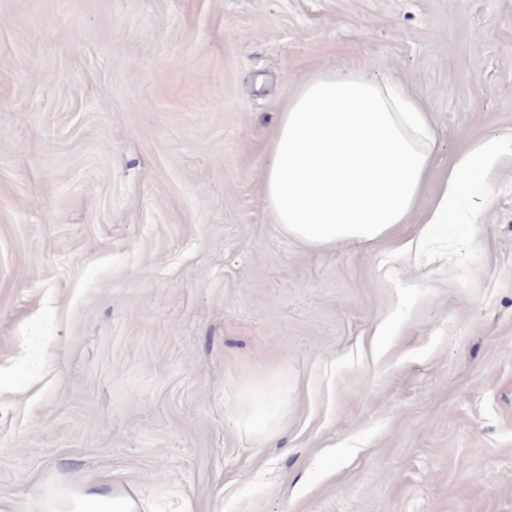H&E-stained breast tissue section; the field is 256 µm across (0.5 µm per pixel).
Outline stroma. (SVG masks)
Instances as JSON below:
<instances>
[{"label": "stroma", "instance_id": "stroma-1", "mask_svg": "<svg viewBox=\"0 0 512 512\" xmlns=\"http://www.w3.org/2000/svg\"><path fill=\"white\" fill-rule=\"evenodd\" d=\"M343 67L431 112L438 167L512 135V0H0L12 512L112 473L152 512H512V164L423 255L288 238L268 144ZM251 408L246 419V427L249 432L254 433L259 438L272 436L277 433L279 423L285 419L287 406L278 402L277 408L273 414L266 412L264 405L253 399L250 400Z\"/></svg>", "mask_w": 512, "mask_h": 512}]
</instances>
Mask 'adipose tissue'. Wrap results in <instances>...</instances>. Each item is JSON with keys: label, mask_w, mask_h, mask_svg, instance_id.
I'll list each match as a JSON object with an SVG mask.
<instances>
[{"label": "adipose tissue", "mask_w": 512, "mask_h": 512, "mask_svg": "<svg viewBox=\"0 0 512 512\" xmlns=\"http://www.w3.org/2000/svg\"><path fill=\"white\" fill-rule=\"evenodd\" d=\"M436 129L396 85L357 69L317 73L290 95L272 135L264 201L289 238L312 248L368 244L389 237L422 212L417 244L449 225L474 223L463 197L512 159V136L484 137L433 177ZM432 195H425L428 181ZM144 502L109 476L51 488L32 512H145Z\"/></svg>", "instance_id": "obj_1"}]
</instances>
